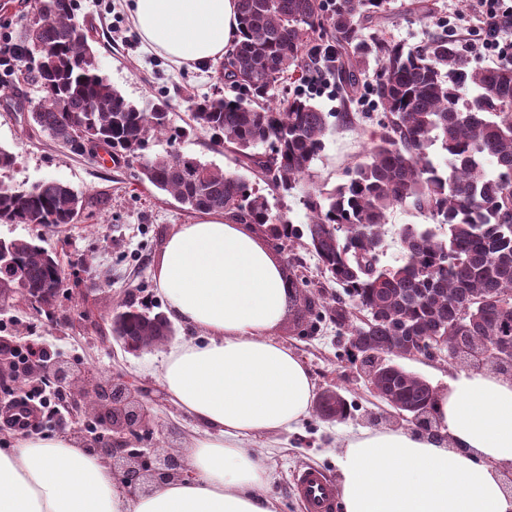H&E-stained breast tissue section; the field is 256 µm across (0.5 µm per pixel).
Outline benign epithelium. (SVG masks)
<instances>
[{
	"label": "benign epithelium",
	"mask_w": 512,
	"mask_h": 512,
	"mask_svg": "<svg viewBox=\"0 0 512 512\" xmlns=\"http://www.w3.org/2000/svg\"><path fill=\"white\" fill-rule=\"evenodd\" d=\"M25 39L30 45L27 64L39 67L51 57V47L42 42L38 34L27 31ZM15 340L0 338V375L14 368L11 356ZM457 363L476 371L492 370L512 379V347L495 344L475 358L459 359ZM35 374L53 380L64 389L70 405L69 415L77 422L85 409L99 405L102 427L107 432L103 439L84 443L89 453L106 456L117 484L131 493H147L154 486L180 478L186 474L181 455L150 456L144 449L130 446L127 435L139 429L148 430L153 415L144 399L143 391L121 378L104 383L88 371L73 369L44 352L32 363Z\"/></svg>",
	"instance_id": "obj_1"
}]
</instances>
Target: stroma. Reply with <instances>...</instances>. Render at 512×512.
<instances>
[{
  "mask_svg": "<svg viewBox=\"0 0 512 512\" xmlns=\"http://www.w3.org/2000/svg\"><path fill=\"white\" fill-rule=\"evenodd\" d=\"M419 0H389L378 21L379 29L404 47L425 43L453 31L467 47L472 66L494 67L498 60L472 48L470 33L478 24L473 8H460L457 0H428L430 14L418 9ZM35 11V0H0V45L16 43ZM76 19L87 27L102 72L123 97L134 104L166 98L174 127L181 138L150 139L136 156L78 154L53 140L23 113L17 102H35L44 94L37 83L18 80L13 68L0 66V147L13 153L15 165L0 171V181L29 185L57 179L71 185L82 199L76 223L60 228H34L28 224H1L0 239L39 238L41 246L59 258L65 270L63 290L53 315H38L21 306L0 308V336L48 337L50 352L59 360L82 366L97 376L123 377L149 394L154 415L151 430L130 434L136 448L189 447L200 435L197 423L176 408L157 379L167 346L195 337V330L175 325L165 342L151 349L127 351L110 332V316L124 302L162 303L156 267L164 244L180 224L195 223L199 215L185 209L170 194L140 182L143 164L167 152H179L221 169L234 166V155L216 149L208 133L190 127V99L226 96L230 89L219 79L216 64L177 66L143 44L124 7V0H79ZM361 119L356 127H335L326 148L309 174L291 194L272 199L273 212L292 223L307 221L304 194L317 187L333 188L348 170L365 158L367 133L375 128L382 110L372 97L352 104ZM309 368L317 389L341 387L358 408L341 422L307 417L297 429L277 435L262 453L272 474L269 494L278 512H303L294 490V477L308 465L338 475L343 439L369 428L370 415L380 413L381 401L366 388L344 352V337L334 322L322 319L311 332H303L293 314H286L274 331Z\"/></svg>",
  "mask_w": 512,
  "mask_h": 512,
  "instance_id": "1",
  "label": "stroma"
}]
</instances>
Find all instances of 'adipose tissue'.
Here are the masks:
<instances>
[{"mask_svg":"<svg viewBox=\"0 0 512 512\" xmlns=\"http://www.w3.org/2000/svg\"><path fill=\"white\" fill-rule=\"evenodd\" d=\"M144 44L173 64L224 56L236 0H131ZM156 278L170 320L200 330L173 344L158 380L202 426L182 455L189 476L130 494L104 456L71 436L29 434L0 450V512H275L271 473L249 444L296 428L315 386L272 331L288 305L279 262L247 226L210 212L168 237ZM439 437L363 431L339 458L343 512H512V381L461 373L438 397Z\"/></svg>","mask_w":512,"mask_h":512,"instance_id":"adipose-tissue-1","label":"adipose tissue"}]
</instances>
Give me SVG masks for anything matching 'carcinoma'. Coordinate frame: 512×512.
I'll return each instance as SVG.
<instances>
[{
  "mask_svg": "<svg viewBox=\"0 0 512 512\" xmlns=\"http://www.w3.org/2000/svg\"><path fill=\"white\" fill-rule=\"evenodd\" d=\"M387 0H237L238 40L224 56L220 77L233 97L191 101V119L213 145L234 153L235 170L170 153L144 165L142 181L176 197L188 209L222 211L234 224H250L277 240L305 239L320 273L342 292L332 299L334 321L365 349L400 358L418 336H440L450 357L464 345L482 352L512 338V64L473 69L458 42L432 39L404 49L380 32L363 30L382 15ZM36 25L52 49L45 68L20 70L45 95L31 117L53 139L77 153L90 142L109 153L134 156L158 135L180 136L163 99L137 106L88 62L85 32L69 29L63 15L75 0H36ZM374 55L379 65L370 94L385 121L370 133L366 160L344 182L314 188L302 200L307 222L272 213L268 195L295 189L324 152L333 123L355 124L352 112H323L302 94L275 97L290 69L320 66L336 80L343 105L361 93L359 76ZM265 151H258L259 147ZM447 154L435 165V149ZM265 177L270 194L240 170ZM411 205L447 226H404L397 232L403 260L392 268L381 257L389 243V212ZM78 194L57 180L28 187L0 182V223L52 228L72 224ZM0 299L21 293L58 297L65 275L51 253L30 239L0 245ZM299 316L318 317L322 297L304 278L288 280ZM474 299L470 318L456 324V308ZM112 333L149 347L170 335L162 311L132 304L112 319ZM380 399L391 408L434 409L438 391L408 370L381 372ZM357 408L318 401L314 412L340 419Z\"/></svg>",
  "mask_w": 512,
  "mask_h": 512,
  "instance_id": "carcinoma-1",
  "label": "carcinoma"
}]
</instances>
